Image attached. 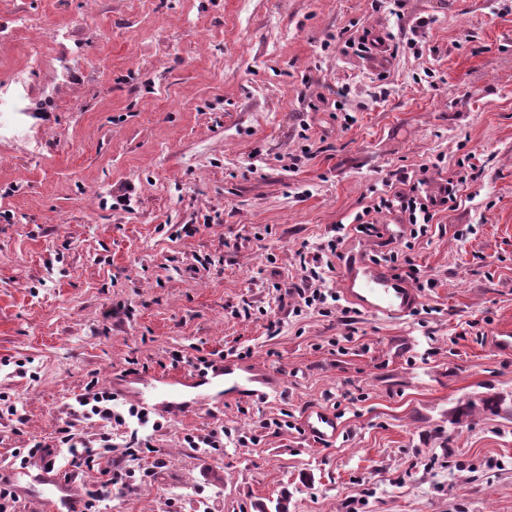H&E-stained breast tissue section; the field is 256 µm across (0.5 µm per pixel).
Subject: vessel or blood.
<instances>
[{
    "instance_id": "vessel-or-blood-1",
    "label": "vessel or blood",
    "mask_w": 512,
    "mask_h": 512,
    "mask_svg": "<svg viewBox=\"0 0 512 512\" xmlns=\"http://www.w3.org/2000/svg\"><path fill=\"white\" fill-rule=\"evenodd\" d=\"M340 285L344 297L358 310L393 318L410 315L419 305L418 291L411 288L385 264L369 256L354 254L343 262ZM283 382L279 373L254 363H244L227 357L208 371L145 377L127 376L113 378V390L134 397L137 402L151 398L158 407L170 413H180L183 398L192 391L208 388L214 390L212 404L216 407L240 400L261 402L279 392ZM304 431L324 443L335 442L342 425L331 409L315 407L302 419ZM15 482H27L38 490L43 512H82L83 502L74 491L72 483L62 480L53 468L13 470Z\"/></svg>"
}]
</instances>
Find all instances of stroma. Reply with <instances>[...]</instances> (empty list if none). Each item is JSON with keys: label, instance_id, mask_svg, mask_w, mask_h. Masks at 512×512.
I'll return each instance as SVG.
<instances>
[{"label": "stroma", "instance_id": "stroma-1", "mask_svg": "<svg viewBox=\"0 0 512 512\" xmlns=\"http://www.w3.org/2000/svg\"><path fill=\"white\" fill-rule=\"evenodd\" d=\"M20 77L0 115V478L39 441L83 496L135 470L106 512H512V355L490 344L512 323V0H0V87ZM423 164L456 199L394 268L432 283L415 312L276 302ZM240 353L282 393L153 415L136 461L128 423L94 468L59 447L62 426L106 429L77 411L89 383ZM317 406L333 444L300 427ZM222 427L223 448L186 441ZM304 431L323 443H333L342 431L336 413L324 407H314L307 411L302 419Z\"/></svg>", "mask_w": 512, "mask_h": 512}]
</instances>
